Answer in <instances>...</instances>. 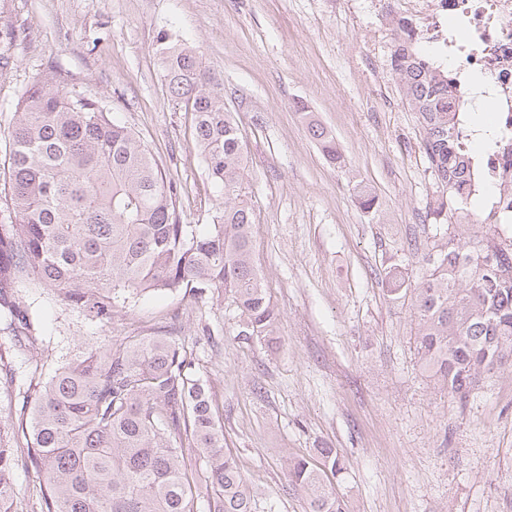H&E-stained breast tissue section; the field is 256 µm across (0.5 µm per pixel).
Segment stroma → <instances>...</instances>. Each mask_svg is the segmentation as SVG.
I'll list each match as a JSON object with an SVG mask.
<instances>
[{
    "label": "stroma",
    "instance_id": "stroma-1",
    "mask_svg": "<svg viewBox=\"0 0 512 512\" xmlns=\"http://www.w3.org/2000/svg\"><path fill=\"white\" fill-rule=\"evenodd\" d=\"M198 47L244 137L253 258L280 312V342L244 339L220 295L147 294L100 323L37 280L23 293L53 356L173 334L192 348L223 417L224 445L256 512H303L283 455L337 449L350 512H512V368L466 403L423 374L412 297L442 233L512 242L505 224L433 223L441 190L417 112L390 65L393 27L367 0H0V168L15 104L54 70L87 87L161 163L181 223L207 224L223 195L156 64L160 30ZM346 160L325 159L308 118ZM375 196L364 211L357 183Z\"/></svg>",
    "mask_w": 512,
    "mask_h": 512
}]
</instances>
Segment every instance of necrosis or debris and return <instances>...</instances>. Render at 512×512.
<instances>
[{
	"label": "necrosis or debris",
	"instance_id": "necrosis-or-debris-1",
	"mask_svg": "<svg viewBox=\"0 0 512 512\" xmlns=\"http://www.w3.org/2000/svg\"><path fill=\"white\" fill-rule=\"evenodd\" d=\"M418 41L452 60L459 77L481 73L490 89L499 138L488 160L495 198L512 208V0H378Z\"/></svg>",
	"mask_w": 512,
	"mask_h": 512
}]
</instances>
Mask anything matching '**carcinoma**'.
Instances as JSON below:
<instances>
[{
  "label": "carcinoma",
  "mask_w": 512,
  "mask_h": 512,
  "mask_svg": "<svg viewBox=\"0 0 512 512\" xmlns=\"http://www.w3.org/2000/svg\"><path fill=\"white\" fill-rule=\"evenodd\" d=\"M156 56L171 96L193 112L207 178L224 195L209 224H182L173 184L148 147L86 89L55 71L18 100L0 224V374L21 399L0 430V512H15L14 469L26 458L42 512H255L207 380L178 336L98 344L49 361L38 317L22 294L32 275L61 301L99 320L147 293L230 299L249 340H277L279 310L252 257L253 208L244 187L242 133L222 82L199 51L159 31ZM392 69L419 115L422 146L442 187L432 214L466 210L478 163L463 136L455 81L398 38ZM327 161L334 137L310 127ZM424 371L463 403L481 376L512 364V248L492 239L444 243L413 302ZM344 457H289L288 485L305 512H349L329 479Z\"/></svg>",
  "instance_id": "1"
}]
</instances>
